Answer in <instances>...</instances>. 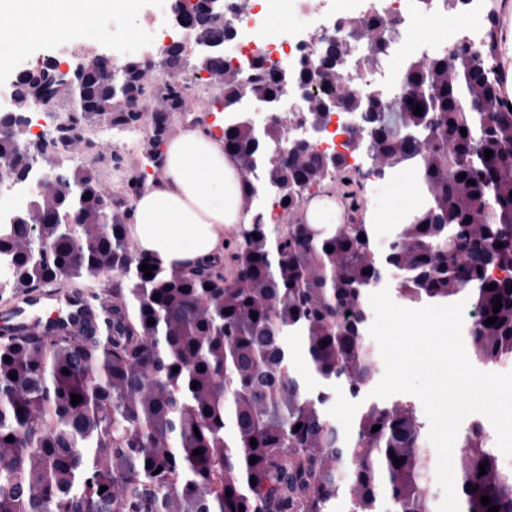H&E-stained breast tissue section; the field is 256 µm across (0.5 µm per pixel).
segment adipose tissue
Returning <instances> with one entry per match:
<instances>
[{
  "instance_id": "adipose-tissue-1",
  "label": "adipose tissue",
  "mask_w": 512,
  "mask_h": 512,
  "mask_svg": "<svg viewBox=\"0 0 512 512\" xmlns=\"http://www.w3.org/2000/svg\"><path fill=\"white\" fill-rule=\"evenodd\" d=\"M137 0H0V45L23 52L60 39L94 40V21L132 14ZM224 121L169 138L161 174L136 196L127 232L167 267L189 268L224 249V228L252 223L256 198L224 151Z\"/></svg>"
}]
</instances>
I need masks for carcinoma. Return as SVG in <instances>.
I'll list each match as a JSON object with an SVG mask.
<instances>
[{
	"instance_id": "obj_1",
	"label": "carcinoma",
	"mask_w": 512,
	"mask_h": 512,
	"mask_svg": "<svg viewBox=\"0 0 512 512\" xmlns=\"http://www.w3.org/2000/svg\"><path fill=\"white\" fill-rule=\"evenodd\" d=\"M180 20L208 41L226 35L224 23L199 5ZM339 26L341 39L326 42L321 55L339 57L346 44L361 43L369 65L395 22L373 8ZM496 43L491 28L477 52L461 42L451 56L407 57L396 106L366 91L347 99L346 108L362 114L350 142L369 150L375 173L406 164L423 192L411 223L398 225L382 252L362 215L329 232L298 217V190L320 186L329 174L324 156L304 144L275 154L283 138L276 120L261 134L246 117L229 121L224 149L246 185L272 193L288 223L268 224L259 211L233 233L224 259L191 269L140 252L125 235L126 202L57 152L58 180L0 233L16 269L14 292L60 293L105 275L112 283L83 295L92 321L73 316L43 334H0V512H336L340 498L348 512H433L432 462L413 403L371 404L345 432L328 411L336 389L355 399L376 375L366 306L388 272L402 274L396 292L411 303L469 292L474 359L491 368L512 362V111L501 93ZM85 68L83 84L73 85L46 67L32 81L19 80L17 96L29 99L35 85L53 98L74 90V122L133 121V111L115 102L101 55ZM212 70L224 79L226 112L245 98L277 96L290 78L336 80V67L315 59L291 76L222 62ZM123 82L130 100L148 94L141 62L127 63ZM186 89L172 76L156 87L162 107L145 152L154 170L163 164L169 114L182 111ZM19 142L18 134H0V166L14 174L27 166ZM143 263L155 267L153 277H145ZM491 283L496 288L486 289ZM492 316L497 321L485 324ZM294 336L321 381L315 391L291 365ZM73 394L82 397L75 406ZM474 428L456 444L461 512H488L483 495L499 512H512V474L500 468L482 424Z\"/></svg>"
}]
</instances>
